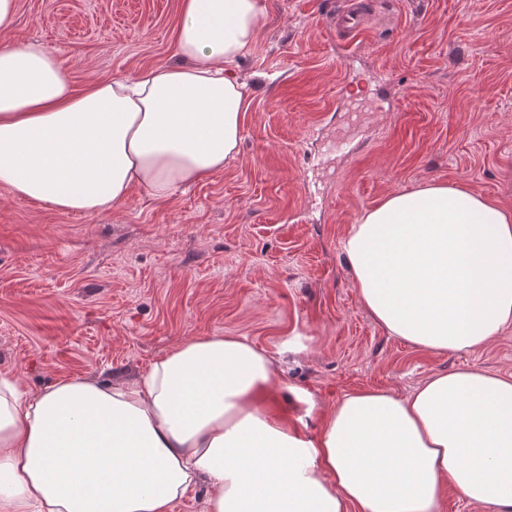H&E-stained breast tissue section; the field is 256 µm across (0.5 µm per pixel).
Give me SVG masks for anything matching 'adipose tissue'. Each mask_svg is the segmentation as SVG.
I'll use <instances>...</instances> for the list:
<instances>
[{
  "instance_id": "1",
  "label": "adipose tissue",
  "mask_w": 512,
  "mask_h": 512,
  "mask_svg": "<svg viewBox=\"0 0 512 512\" xmlns=\"http://www.w3.org/2000/svg\"><path fill=\"white\" fill-rule=\"evenodd\" d=\"M263 0H182L180 64L75 91L37 41L0 48V186L96 214L131 186L165 199L223 170L250 99L234 68ZM388 335L473 352L512 323V213L449 185L395 193L342 238ZM271 356L194 336L132 378L32 393L0 373V512H438L444 486L512 512V379L430 376L409 395L349 394L307 436L276 420Z\"/></svg>"
}]
</instances>
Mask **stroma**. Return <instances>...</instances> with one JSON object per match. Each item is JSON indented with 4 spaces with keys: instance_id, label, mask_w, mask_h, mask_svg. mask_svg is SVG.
I'll return each mask as SVG.
<instances>
[{
    "instance_id": "stroma-1",
    "label": "stroma",
    "mask_w": 512,
    "mask_h": 512,
    "mask_svg": "<svg viewBox=\"0 0 512 512\" xmlns=\"http://www.w3.org/2000/svg\"><path fill=\"white\" fill-rule=\"evenodd\" d=\"M338 0H263L239 152L158 200L132 189L94 216L0 188V373L29 392L64 377L147 370L192 336L266 351L281 385L308 391L315 433L344 396L406 394L477 368L512 378V326L475 352L388 336L362 307L340 249L395 192L446 183L512 212V0H371L349 47ZM181 0H16L0 46L46 44L75 89L177 63ZM377 108L345 125L340 84ZM346 130L352 150L333 147Z\"/></svg>"
}]
</instances>
